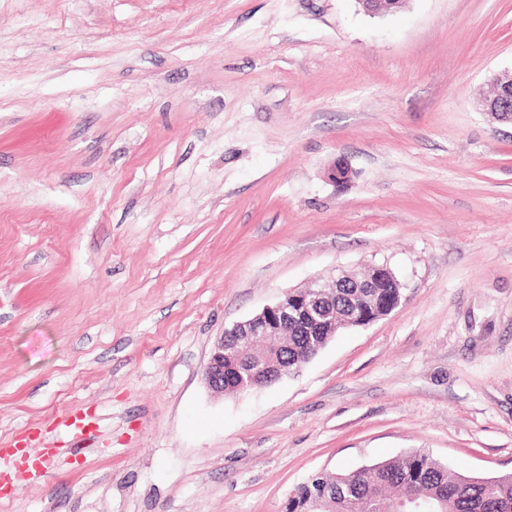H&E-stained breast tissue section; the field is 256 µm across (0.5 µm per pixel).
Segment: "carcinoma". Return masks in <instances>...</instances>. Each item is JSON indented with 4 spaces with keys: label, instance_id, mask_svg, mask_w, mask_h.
Returning a JSON list of instances; mask_svg holds the SVG:
<instances>
[{
    "label": "carcinoma",
    "instance_id": "carcinoma-1",
    "mask_svg": "<svg viewBox=\"0 0 512 512\" xmlns=\"http://www.w3.org/2000/svg\"><path fill=\"white\" fill-rule=\"evenodd\" d=\"M399 291V287L375 288L355 297L343 289L336 293V306L355 303L380 316ZM294 335L302 343L303 357L328 340L325 330L313 324L299 326ZM329 488L336 490L331 497L334 512H395L402 502L418 504V512H512V477L477 478L422 448L355 471L313 476L297 486L285 512H310Z\"/></svg>",
    "mask_w": 512,
    "mask_h": 512
}]
</instances>
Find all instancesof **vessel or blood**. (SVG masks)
Instances as JSON below:
<instances>
[{
  "instance_id": "vessel-or-blood-1",
  "label": "vessel or blood",
  "mask_w": 512,
  "mask_h": 512,
  "mask_svg": "<svg viewBox=\"0 0 512 512\" xmlns=\"http://www.w3.org/2000/svg\"><path fill=\"white\" fill-rule=\"evenodd\" d=\"M64 428L66 435L54 445H45L40 429H29L25 434L0 440V499H5V484L21 475H41L70 447L96 438L100 421L87 409L76 407L68 410L54 422Z\"/></svg>"
}]
</instances>
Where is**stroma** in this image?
Instances as JSON below:
<instances>
[{
	"label": "stroma",
	"mask_w": 512,
	"mask_h": 512,
	"mask_svg": "<svg viewBox=\"0 0 512 512\" xmlns=\"http://www.w3.org/2000/svg\"><path fill=\"white\" fill-rule=\"evenodd\" d=\"M504 69L512 0H0V440L102 419L0 512H283L417 448L512 473ZM382 265L387 316L207 390L225 328ZM493 84V96L483 101L484 112L497 122L512 124V72L496 74Z\"/></svg>",
	"instance_id": "stroma-1"
}]
</instances>
